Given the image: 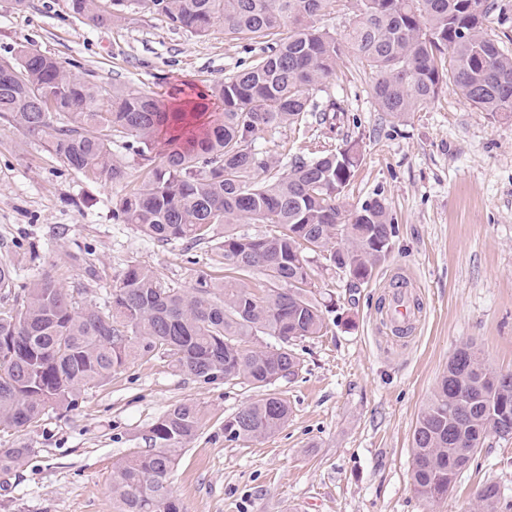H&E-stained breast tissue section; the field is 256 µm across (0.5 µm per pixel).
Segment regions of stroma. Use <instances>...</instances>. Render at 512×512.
<instances>
[{
	"instance_id": "stroma-1",
	"label": "stroma",
	"mask_w": 512,
	"mask_h": 512,
	"mask_svg": "<svg viewBox=\"0 0 512 512\" xmlns=\"http://www.w3.org/2000/svg\"><path fill=\"white\" fill-rule=\"evenodd\" d=\"M23 44L84 79L148 94L208 87L262 48L225 34L220 22L201 38L155 13L98 27L72 16L66 0H29L22 10L0 0V59ZM372 83L343 59L313 94L319 109L340 105L339 118L256 141L285 166L315 147L358 141L346 205L383 199L398 227L390 260L358 287L312 258V291L331 303L328 332L295 342L300 371L275 386L292 407L287 424L266 438L225 441V418L254 391L138 358L75 407L51 410L22 433L0 432V447L21 439L32 448L22 467L0 473V512H113L114 468L146 450L151 425L183 400L202 407L204 425L170 480L182 512H464L491 480L512 507V438L477 452L438 503L421 500L411 480L415 423L455 349L476 343L490 368L512 372V112L481 111L448 89L398 119L378 110ZM122 192L0 124V246L9 247L19 282L47 272L77 289L79 304L100 305L134 263L174 288L223 276L206 245L161 244L115 220ZM398 276L423 307L403 336L381 312Z\"/></svg>"
}]
</instances>
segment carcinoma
Segmentation results:
<instances>
[{
	"instance_id": "cac0c4a2",
	"label": "carcinoma",
	"mask_w": 512,
	"mask_h": 512,
	"mask_svg": "<svg viewBox=\"0 0 512 512\" xmlns=\"http://www.w3.org/2000/svg\"><path fill=\"white\" fill-rule=\"evenodd\" d=\"M67 2L71 14L101 27L145 8L195 36L222 20L225 32L267 45L247 67L209 86L204 132L194 126L193 109H172L161 93L86 81L27 48L0 60V120L44 141L85 178L114 185L128 178L113 158V145L121 144L149 169L113 205L114 217L159 243L207 244L224 268V277L201 275L184 290L130 265L101 307L79 305L74 291L48 273L21 286L11 257H0V430L21 433L49 409L75 406L130 360L159 356L204 383L224 379L261 391L224 420V439L271 436L290 416L274 386L300 366L289 344L327 328L308 290V253L321 255L355 287L390 258L396 228L379 199L345 210L357 142L298 158L280 175L253 143L282 125L326 121L312 92L347 55L374 74L375 104L394 118L420 110L450 86L485 112H512V53L483 28L498 5L355 0L353 22L336 34L318 25L330 0ZM161 132L168 152L155 164ZM238 224L274 230L240 235ZM264 335L281 345H262ZM202 426V408L190 401L172 405L152 424L149 449L113 470V512H180L170 479L182 447ZM511 431L512 372L491 370L465 344L449 359L414 428L415 493L438 502L490 437ZM32 452L22 441L0 448V472L20 468ZM501 500L499 485L488 482L471 510L500 512Z\"/></svg>"
}]
</instances>
